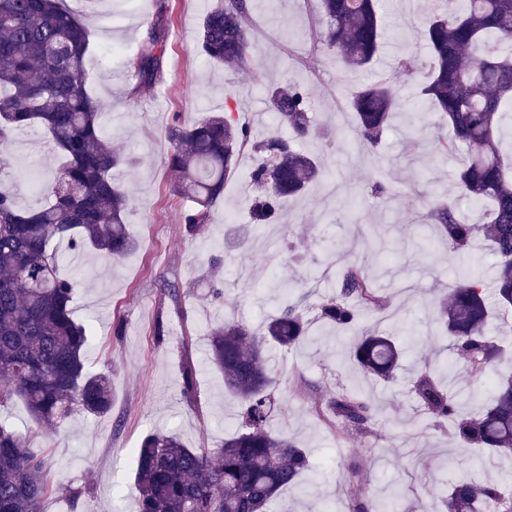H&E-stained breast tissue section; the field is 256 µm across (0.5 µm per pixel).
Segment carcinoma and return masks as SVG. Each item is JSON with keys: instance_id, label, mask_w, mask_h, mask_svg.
Here are the masks:
<instances>
[{"instance_id": "obj_1", "label": "carcinoma", "mask_w": 512, "mask_h": 512, "mask_svg": "<svg viewBox=\"0 0 512 512\" xmlns=\"http://www.w3.org/2000/svg\"><path fill=\"white\" fill-rule=\"evenodd\" d=\"M251 8V0H224L203 18L198 49L205 60L249 65ZM317 11L320 42L347 67L374 63L384 36L378 0H318ZM167 36L160 9L129 61L136 86L162 79ZM424 41L432 66L422 81L400 88L392 73L377 72L351 92L349 108L360 144L373 148L403 95L428 97L438 124L448 130L439 151L448 156L461 145L470 149L455 185L459 194L490 204L486 223L464 219L452 197L430 199L427 207L449 254L470 257L480 236L494 254L492 285L464 274L436 307V320L469 374L484 377L498 355L492 321L512 327V161L498 139L504 109L512 110V0H460L458 9L425 20ZM92 48L91 30L63 0H0V170L10 165L13 133L34 125L44 128L62 160L34 190L45 197L42 205L23 211L13 189L0 184V408L19 398L46 425L73 412L104 414L112 407L109 378L85 368L88 330L72 317L75 283L59 275L54 242L65 239L73 250L89 247L114 260L136 248L125 223L127 192L115 177L135 158L116 152L101 128V104L87 90ZM265 92L288 135L257 139L227 114L170 128L173 148L165 165L173 190L197 205L184 216L190 234L203 229L245 150L257 158L249 177L265 191L254 200L256 227L272 223L280 201L305 194L326 174L298 148L316 134L306 94L290 84L267 85ZM338 278L336 298L317 305L325 324L349 328L363 321L359 308L386 306V294L358 264L342 266ZM307 336L299 304L269 318L261 334L235 320L210 327L208 360L223 375L224 390L242 403L239 427L215 448H187L172 434L146 435L135 449L139 512H272L283 490L301 487V477L312 470L308 452L269 428L276 375L268 352L272 345L297 347ZM349 349L363 373L387 380L403 356L392 333L376 326L364 328ZM412 385L436 423L452 422L458 442L512 458V374H495L476 417L430 373H416ZM326 409L356 432L367 431L375 416L366 397L346 388L326 401ZM28 448L29 437L0 422V512H42L48 473ZM443 505L445 512H512V492L497 481L462 477Z\"/></svg>"}]
</instances>
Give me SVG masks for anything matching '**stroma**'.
Masks as SVG:
<instances>
[{
	"label": "stroma",
	"mask_w": 512,
	"mask_h": 512,
	"mask_svg": "<svg viewBox=\"0 0 512 512\" xmlns=\"http://www.w3.org/2000/svg\"><path fill=\"white\" fill-rule=\"evenodd\" d=\"M217 0H65L84 14L96 49L86 59L87 88L100 101L102 127L114 149L135 157L119 178L130 192L128 230L139 247L120 261L60 244L61 272L76 282L74 319L90 330L85 367L109 376L112 409L96 416L75 413L57 425L38 424L22 402L0 409V419L30 437V447L50 467L54 486L43 512H136L133 450L151 432L171 433L189 448H213L238 422L239 403L224 392V380L207 362L212 323L233 318L262 331L268 318L289 300L269 289L278 277L306 288L310 302L339 290L337 270L358 263L376 286L389 277L408 286L407 320L398 336L406 348L403 368L391 382L363 376L345 348L358 329L342 331L310 320L311 338L302 346L270 352L278 377L277 406L269 427L296 439L315 466L303 493L284 492L279 502L293 512H353L355 498L391 502L393 512H437L434 499L457 476L512 484V461L495 456L464 458L457 444L436 430L414 399L410 378L420 369L442 375L449 394L473 393L471 411L487 398L485 380L472 377L454 354L449 337L432 322V308L463 274L440 232L427 216L425 198L456 195L454 175L468 150L451 157L438 151L443 133L429 102L408 108L414 125L396 122L375 150H363L347 106L352 90L371 71L349 70L317 37L316 0H254L250 23L257 36L248 68L208 63L197 53L200 26ZM389 37L376 69L391 71L396 57L416 62L413 83L431 65L423 38L426 17L445 10L448 0H380ZM165 9L169 22L162 82L134 89L128 62L146 37L147 19ZM110 59H103L104 48ZM292 81L308 96L321 136L302 148L321 156L326 178L289 199L278 223L250 225L257 189L248 174L250 154L238 159L203 231L189 235L184 215L189 200L173 190L164 165L171 150L174 120L190 123L205 112L231 110L256 137L274 125L264 87ZM12 165L0 181L13 185L20 208L33 204L24 170L34 155L41 172L59 159L41 130L16 131ZM387 178L396 197L373 195L375 180ZM222 283L223 299L211 287ZM180 291L171 298L165 284ZM123 321V336L112 334ZM163 336H155L156 327ZM197 368L193 398L182 393L186 359ZM371 399L375 419L367 432L329 427L314 412L338 388ZM357 476H350V467ZM78 499H71V491Z\"/></svg>",
	"instance_id": "35a3bbf8"
}]
</instances>
